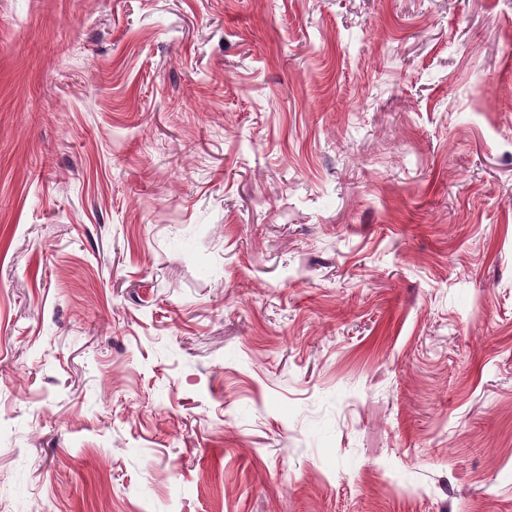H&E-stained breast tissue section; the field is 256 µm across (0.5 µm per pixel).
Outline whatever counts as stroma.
<instances>
[{"label":"stroma","mask_w":512,"mask_h":512,"mask_svg":"<svg viewBox=\"0 0 512 512\" xmlns=\"http://www.w3.org/2000/svg\"><path fill=\"white\" fill-rule=\"evenodd\" d=\"M0 512H512V0H0Z\"/></svg>","instance_id":"obj_1"}]
</instances>
